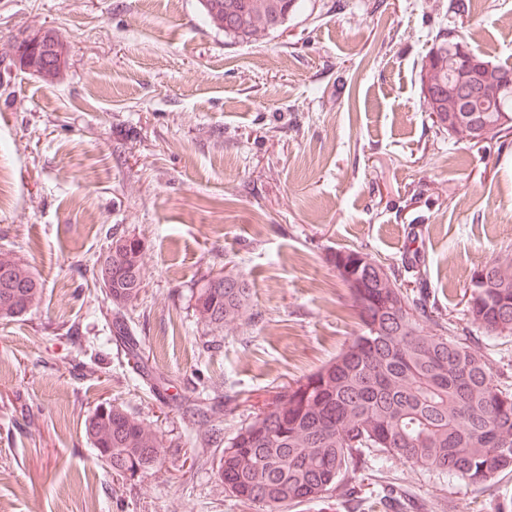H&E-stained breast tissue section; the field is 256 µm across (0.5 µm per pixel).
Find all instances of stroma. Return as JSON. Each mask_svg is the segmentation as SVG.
I'll list each match as a JSON object with an SVG mask.
<instances>
[{"instance_id": "stroma-1", "label": "stroma", "mask_w": 512, "mask_h": 512, "mask_svg": "<svg viewBox=\"0 0 512 512\" xmlns=\"http://www.w3.org/2000/svg\"><path fill=\"white\" fill-rule=\"evenodd\" d=\"M449 3L301 0L242 44L199 0H0V257L43 284L30 313L0 319V512H262L225 493L216 444L356 334L338 248L399 267L414 244L425 265L406 284L470 335L473 271L512 259V131H437L418 73L446 26L512 62V0L454 16ZM47 30L66 50L51 80L13 64L14 45ZM117 230L144 243L125 309L136 372L85 273ZM228 260L251 297L215 330L192 291ZM203 400L219 437L194 411ZM103 402L156 431L158 464L129 479L97 459L83 423ZM388 486L422 512L512 502V474L474 486L378 452L360 502L294 512H384Z\"/></svg>"}]
</instances>
